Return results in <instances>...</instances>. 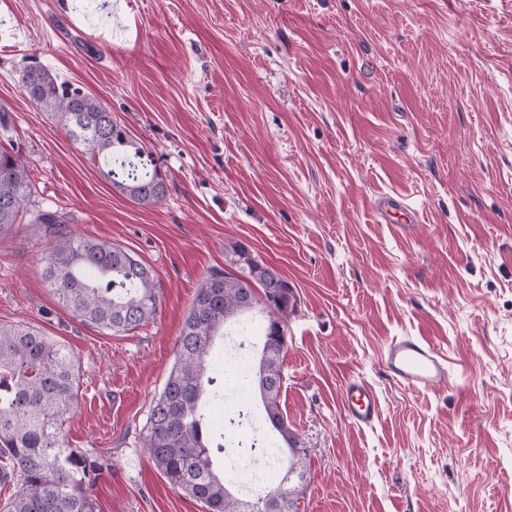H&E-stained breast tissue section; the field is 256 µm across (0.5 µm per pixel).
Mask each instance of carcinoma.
Returning a JSON list of instances; mask_svg holds the SVG:
<instances>
[{"label": "carcinoma", "mask_w": 512, "mask_h": 512, "mask_svg": "<svg viewBox=\"0 0 512 512\" xmlns=\"http://www.w3.org/2000/svg\"><path fill=\"white\" fill-rule=\"evenodd\" d=\"M26 98L57 118L67 137L103 165L113 188L144 207L167 193L163 174L145 149L112 118L95 96L59 82L41 66L21 77ZM31 195L29 171L21 158L0 146V234L12 229ZM34 224H59L43 258V278L59 302L90 327L127 332L158 311L159 283L136 255L111 243L81 238L63 226L55 212H42ZM248 249H232L229 267L215 271L198 288L177 339L176 358L154 398L143 447L177 492L198 501L206 512H299L310 473L306 451L280 408L282 337L295 311L294 286L270 270L252 275ZM255 309L265 314L258 365L247 384L259 391L265 422L281 436L288 469L278 485L255 501L233 495L226 486L224 434L210 424L204 397L224 375V350L215 338L226 323ZM80 385L74 354L37 327H0V476L15 491L0 501V512H99L91 492L99 465L67 447L63 424Z\"/></svg>", "instance_id": "obj_1"}]
</instances>
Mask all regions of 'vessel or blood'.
Instances as JSON below:
<instances>
[{
  "label": "vessel or blood",
  "instance_id": "obj_1",
  "mask_svg": "<svg viewBox=\"0 0 512 512\" xmlns=\"http://www.w3.org/2000/svg\"><path fill=\"white\" fill-rule=\"evenodd\" d=\"M380 219L406 229L415 221V214L401 198L389 196L376 204ZM382 363L388 376L397 384L413 391L431 392L447 382V358L427 338L398 336L382 352ZM343 406L353 425H372L378 417L377 396L366 382L349 378L343 389Z\"/></svg>",
  "mask_w": 512,
  "mask_h": 512
}]
</instances>
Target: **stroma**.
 <instances>
[{
  "mask_svg": "<svg viewBox=\"0 0 512 512\" xmlns=\"http://www.w3.org/2000/svg\"><path fill=\"white\" fill-rule=\"evenodd\" d=\"M42 66L97 97L153 153L168 192H117L23 94ZM0 104L27 163L29 213L0 235V326L79 360L64 431L97 456L100 512H206L143 447L202 281L246 246L294 284L281 407L307 450L300 512H512V0H0ZM418 220L379 222L380 197ZM63 215L160 284L153 320L84 325L54 295ZM423 336L450 360L429 393L382 349ZM351 377L379 416L347 419Z\"/></svg>",
  "mask_w": 512,
  "mask_h": 512,
  "instance_id": "1",
  "label": "stroma"
}]
</instances>
